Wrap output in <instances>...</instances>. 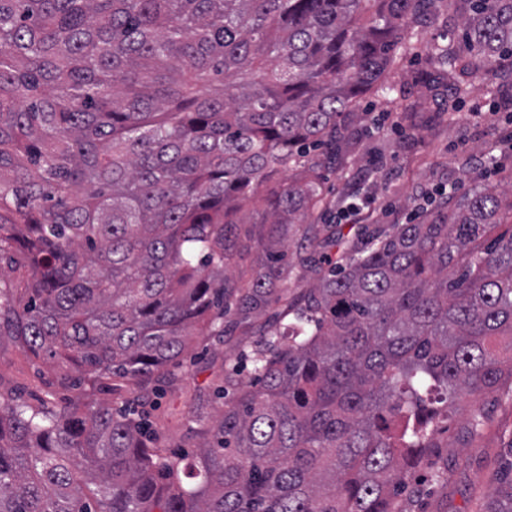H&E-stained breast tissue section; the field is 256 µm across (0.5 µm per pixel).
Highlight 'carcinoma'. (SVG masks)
<instances>
[{
    "label": "carcinoma",
    "mask_w": 512,
    "mask_h": 512,
    "mask_svg": "<svg viewBox=\"0 0 512 512\" xmlns=\"http://www.w3.org/2000/svg\"><path fill=\"white\" fill-rule=\"evenodd\" d=\"M445 1L466 50L427 62L451 121L512 88V0H0V337L79 373L63 407L0 394V512H410L457 404L512 390V199L486 184L364 247L316 213L339 118L398 105L401 33ZM274 303L255 382L224 368L199 453H167L141 391ZM487 512H512V478Z\"/></svg>",
    "instance_id": "1"
}]
</instances>
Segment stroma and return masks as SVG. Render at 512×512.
<instances>
[{
	"label": "stroma",
	"mask_w": 512,
	"mask_h": 512,
	"mask_svg": "<svg viewBox=\"0 0 512 512\" xmlns=\"http://www.w3.org/2000/svg\"><path fill=\"white\" fill-rule=\"evenodd\" d=\"M425 69V55L394 58L388 79L403 110L394 111L371 96L356 114L342 116L346 147L324 171L332 208L322 223H338V212L352 194L373 209L375 226L387 229L404 223L420 187L442 185L459 195L487 183L504 188L512 182V147L507 144L512 97L492 101L477 91L450 117L441 95L424 82ZM270 316L267 310L254 315L250 329L234 331L223 344L194 347V361L178 369L177 386L164 387L154 419L169 448L192 452L202 441L191 396L212 397L216 382L211 360H234L242 379L250 380L252 353ZM0 393L31 402L49 394L61 406L73 396L60 384L53 359L32 357L8 338L0 340ZM476 408L483 413V425L473 434L469 419ZM438 440L442 458L427 461L410 479V488L418 492L412 512H481L512 464V396L500 389L464 401Z\"/></svg>",
	"instance_id": "obj_1"
}]
</instances>
